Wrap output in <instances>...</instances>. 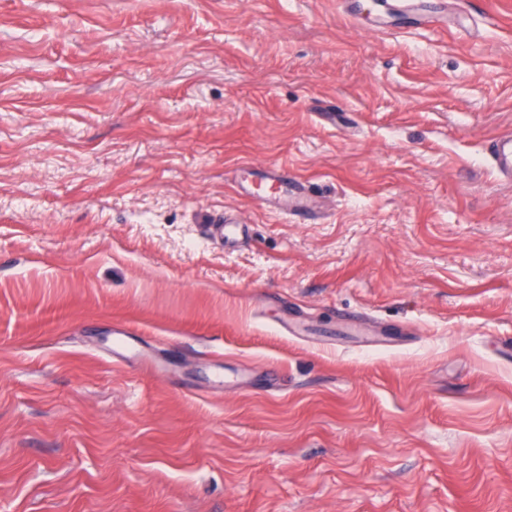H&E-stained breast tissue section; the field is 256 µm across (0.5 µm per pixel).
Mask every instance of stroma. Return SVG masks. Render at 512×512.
<instances>
[{"label": "stroma", "instance_id": "obj_1", "mask_svg": "<svg viewBox=\"0 0 512 512\" xmlns=\"http://www.w3.org/2000/svg\"><path fill=\"white\" fill-rule=\"evenodd\" d=\"M340 2L0 0V512H512V0ZM428 1L430 0H384V4L379 8L384 9V17L401 16L412 21L417 28L435 25L448 27V18L445 20V26L443 21L428 9ZM491 155L498 172L512 176V131L504 132L490 143ZM250 178L240 177L236 188L239 193L255 197L271 213L288 222L309 219L316 208V201L307 186L286 167L270 165L254 170L247 165L242 169ZM266 190L260 192L262 187ZM248 224H239L233 216L224 212V216L216 217L211 228L213 234L220 238L221 242L229 243L248 236Z\"/></svg>", "mask_w": 512, "mask_h": 512}]
</instances>
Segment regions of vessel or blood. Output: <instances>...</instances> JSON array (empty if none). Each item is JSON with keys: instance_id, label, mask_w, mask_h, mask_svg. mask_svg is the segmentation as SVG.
Segmentation results:
<instances>
[{"instance_id": "1", "label": "vessel or blood", "mask_w": 512, "mask_h": 512, "mask_svg": "<svg viewBox=\"0 0 512 512\" xmlns=\"http://www.w3.org/2000/svg\"><path fill=\"white\" fill-rule=\"evenodd\" d=\"M384 14L404 17L416 27L438 25L439 17L428 8V0H384ZM493 162L500 174L512 176V131L500 134L490 143ZM246 178L240 179L239 193L258 198L271 213L295 221L311 217L316 202L307 186L286 167L270 165L262 169L246 166ZM215 236L227 243L247 237L248 227L231 215L216 217L212 224Z\"/></svg>"}]
</instances>
